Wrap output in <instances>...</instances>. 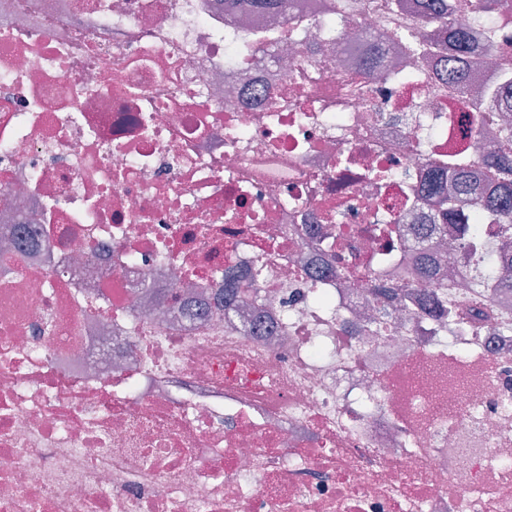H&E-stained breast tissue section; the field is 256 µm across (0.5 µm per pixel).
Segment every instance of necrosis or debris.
I'll return each instance as SVG.
<instances>
[{
    "label": "necrosis or debris",
    "mask_w": 512,
    "mask_h": 512,
    "mask_svg": "<svg viewBox=\"0 0 512 512\" xmlns=\"http://www.w3.org/2000/svg\"><path fill=\"white\" fill-rule=\"evenodd\" d=\"M302 2L0 0V512H512V290L409 276L512 10ZM426 2V10L422 15V28L437 26L441 29L448 30L451 22L449 21L448 6L444 1L448 0H424Z\"/></svg>",
    "instance_id": "necrosis-or-debris-1"
}]
</instances>
